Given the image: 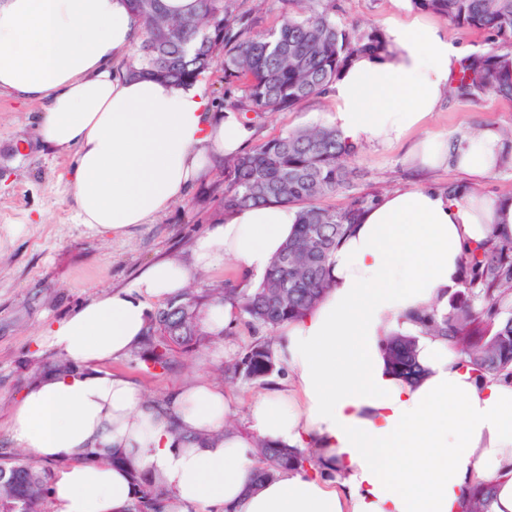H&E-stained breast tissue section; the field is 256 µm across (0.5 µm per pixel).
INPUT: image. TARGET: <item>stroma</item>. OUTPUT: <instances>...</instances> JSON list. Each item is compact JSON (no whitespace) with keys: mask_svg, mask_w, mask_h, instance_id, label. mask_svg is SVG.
I'll use <instances>...</instances> for the list:
<instances>
[{"mask_svg":"<svg viewBox=\"0 0 512 512\" xmlns=\"http://www.w3.org/2000/svg\"><path fill=\"white\" fill-rule=\"evenodd\" d=\"M411 0H335L338 25L384 27L387 20L413 14ZM39 105L0 95V448L26 460L9 440L10 412L23 387L53 367L56 352L43 335L97 293L130 283L150 263L188 252L191 242L224 217L222 195L214 191L217 172L198 181L187 196L155 223L140 224L122 239L98 233L73 219L69 171L76 155L41 150ZM331 122L329 103L313 99L290 112L258 122L256 142ZM512 129V101L446 98L428 119L425 133L459 135L485 126ZM405 148L362 143L351 165L357 171L346 192L328 198L343 206L349 198L377 194L432 180L459 185L453 171L429 175L403 159ZM268 333L247 323L179 355L169 372L147 368L137 357L112 362V372L133 379L148 398H162L200 374L220 377L225 362L243 354Z\"/></svg>","mask_w":512,"mask_h":512,"instance_id":"1","label":"stroma"}]
</instances>
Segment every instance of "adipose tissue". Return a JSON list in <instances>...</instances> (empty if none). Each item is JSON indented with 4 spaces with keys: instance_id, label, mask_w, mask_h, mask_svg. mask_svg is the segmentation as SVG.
Here are the masks:
<instances>
[{
    "instance_id": "adipose-tissue-1",
    "label": "adipose tissue",
    "mask_w": 512,
    "mask_h": 512,
    "mask_svg": "<svg viewBox=\"0 0 512 512\" xmlns=\"http://www.w3.org/2000/svg\"><path fill=\"white\" fill-rule=\"evenodd\" d=\"M388 51L353 58L327 94L331 121L360 143L406 144L420 171L454 169L458 197L431 186L384 193L366 206L330 261L331 286L277 330L285 380L266 385L232 428L222 384L199 381L164 400L109 369L143 339L155 304L195 272L242 262L259 284L292 236L296 211L270 204L225 212L195 237L189 260L150 264L49 328L63 369L39 374L14 405L10 438L57 461L52 512H126L134 497L123 455L158 476L171 512H461L466 489L496 481L494 512H512V382L478 377L443 336H418L411 313L448 310L464 246L490 227L512 235V200L482 193L512 152L492 126L414 138L441 105L465 58L438 23L394 18ZM136 41L126 0H0V92L40 104L41 141L75 151L76 223L115 238L154 223L252 135L213 111L201 85L177 86L114 69ZM417 335L424 372L394 374L381 341ZM310 452L308 471L253 485L256 440Z\"/></svg>"
}]
</instances>
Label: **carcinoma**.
<instances>
[{
  "label": "carcinoma",
  "instance_id": "obj_1",
  "mask_svg": "<svg viewBox=\"0 0 512 512\" xmlns=\"http://www.w3.org/2000/svg\"><path fill=\"white\" fill-rule=\"evenodd\" d=\"M138 19L135 54L127 66L134 75L163 78L191 86L221 64L224 96L217 107L253 124L277 112L291 111L318 98L355 54L379 56L387 49L376 28H343L332 18V0H281L280 27L253 33L258 17L244 0H196L192 11L167 12L163 0H128ZM414 8L434 13L461 32L484 31L495 47L465 66L451 89L460 99L492 95L512 101V0H411ZM358 145L332 125L297 129L224 158V209L243 210L282 204L297 210V229L273 259L257 288H213L206 296L188 291L153 316L143 343L147 366L168 371L175 354L206 341L200 323L211 300H232L248 323L275 331L303 317L330 287L329 262L341 239L368 203L356 197L343 207L323 203L346 190L352 170L348 159ZM422 333L446 336L478 375L512 379V235L489 234L465 251L459 289L448 298V314L416 313ZM391 370L414 380L422 372L415 339L393 336L384 342ZM272 341L254 343L225 364L224 377L263 381L279 372ZM297 448L258 446L253 483L292 467H305ZM136 495L127 512H169L163 483L131 467ZM495 483L481 480L465 495L464 512H492ZM50 495L47 471L35 463L18 465L0 452V512H46Z\"/></svg>",
  "mask_w": 512,
  "mask_h": 512
}]
</instances>
